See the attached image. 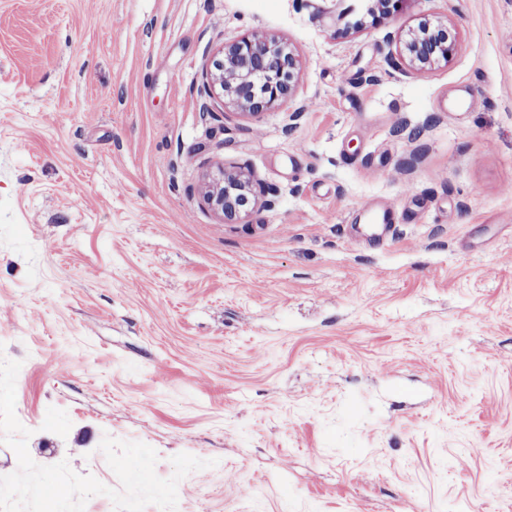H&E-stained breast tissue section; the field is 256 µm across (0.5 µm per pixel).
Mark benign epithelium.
Listing matches in <instances>:
<instances>
[{
    "mask_svg": "<svg viewBox=\"0 0 512 512\" xmlns=\"http://www.w3.org/2000/svg\"><path fill=\"white\" fill-rule=\"evenodd\" d=\"M404 0H377L378 13L373 21L400 12ZM447 27L424 25L407 33L408 64L424 71L440 62H448L457 51V43L441 36ZM296 60L278 40L262 35H244L225 45L216 58L208 79L227 104L254 116L275 108L290 97ZM203 200L222 216L233 221L246 216L239 196L255 194L254 178L243 169L221 171L202 191Z\"/></svg>",
    "mask_w": 512,
    "mask_h": 512,
    "instance_id": "obj_1",
    "label": "benign epithelium"
}]
</instances>
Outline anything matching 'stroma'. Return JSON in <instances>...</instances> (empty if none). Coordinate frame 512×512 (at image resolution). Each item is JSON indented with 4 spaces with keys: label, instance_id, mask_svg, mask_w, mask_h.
<instances>
[{
    "label": "stroma",
    "instance_id": "obj_1",
    "mask_svg": "<svg viewBox=\"0 0 512 512\" xmlns=\"http://www.w3.org/2000/svg\"><path fill=\"white\" fill-rule=\"evenodd\" d=\"M367 8L0 0V354L36 463L118 488L108 435L162 478L215 460L176 512H512V0ZM424 21L458 50L416 74L389 38ZM247 32L298 60L251 119L205 77ZM221 165L274 208L222 223Z\"/></svg>",
    "mask_w": 512,
    "mask_h": 512
}]
</instances>
